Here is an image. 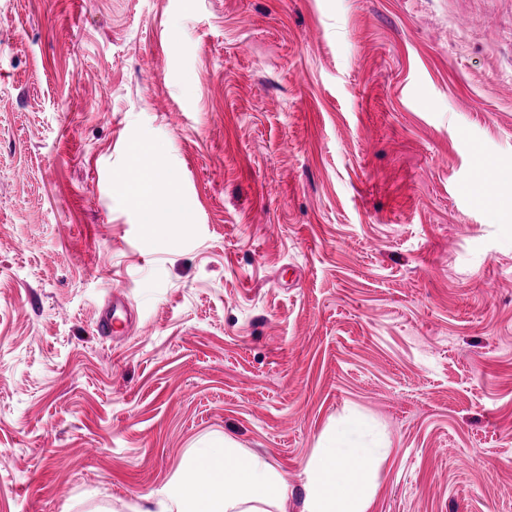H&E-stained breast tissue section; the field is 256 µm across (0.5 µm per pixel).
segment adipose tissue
I'll return each mask as SVG.
<instances>
[{"mask_svg": "<svg viewBox=\"0 0 512 512\" xmlns=\"http://www.w3.org/2000/svg\"><path fill=\"white\" fill-rule=\"evenodd\" d=\"M122 189L148 238L187 223L190 205L177 173L158 184L147 149L134 147ZM388 449L384 433L358 415L337 420L320 436L306 466L304 512H367L376 464ZM287 496V484L262 456L239 453L226 438L195 449L179 475L146 495L138 512H269Z\"/></svg>", "mask_w": 512, "mask_h": 512, "instance_id": "adipose-tissue-1", "label": "adipose tissue"}]
</instances>
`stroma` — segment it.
<instances>
[{"label": "stroma", "instance_id": "1", "mask_svg": "<svg viewBox=\"0 0 512 512\" xmlns=\"http://www.w3.org/2000/svg\"><path fill=\"white\" fill-rule=\"evenodd\" d=\"M188 224L146 237L134 147ZM512 0H0V512H134L231 437L302 512H512ZM121 334L98 335L110 297ZM390 448L384 433L351 413L319 438L303 512H367L377 461Z\"/></svg>", "mask_w": 512, "mask_h": 512}]
</instances>
